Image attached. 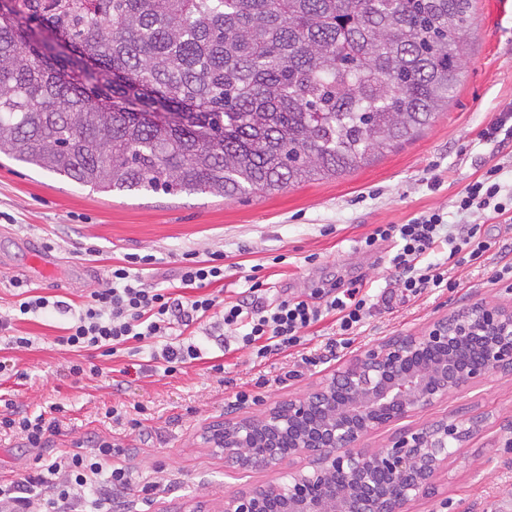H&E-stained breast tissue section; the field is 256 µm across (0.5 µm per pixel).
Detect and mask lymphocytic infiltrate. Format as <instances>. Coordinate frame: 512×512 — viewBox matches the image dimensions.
Returning a JSON list of instances; mask_svg holds the SVG:
<instances>
[{
    "instance_id": "obj_1",
    "label": "lymphocytic infiltrate",
    "mask_w": 512,
    "mask_h": 512,
    "mask_svg": "<svg viewBox=\"0 0 512 512\" xmlns=\"http://www.w3.org/2000/svg\"><path fill=\"white\" fill-rule=\"evenodd\" d=\"M501 186L490 175L469 183L459 196V210L493 208L499 216L512 214V196L501 198ZM392 241L397 251L390 260L391 271L403 297L426 291L455 289L459 280L449 276L442 263L428 262L427 256L441 245H448L450 256L465 255L470 262H481L492 250L471 224L458 225L456 233L445 230L444 216L429 212L406 224L377 225L364 239L365 247ZM151 256L129 254L122 263L108 271L105 287L90 292L79 306L50 301L31 294L21 279L11 286L23 296L20 314H36L47 309H62L70 320L57 344L79 356L95 352L111 357L128 343L150 340L161 342L151 360L164 374L173 375L199 360L201 349L195 343L174 338L177 326H191L210 321L212 329L239 328L234 342L263 360L271 355L300 351L309 330L324 320H331L337 335L355 336L369 311L372 297L365 283L316 291L314 299H288L267 302L259 296L258 284H250L233 302L210 294L213 286L224 283V254L215 251L206 257L188 251L181 257L182 267L177 285L158 288L146 283L138 268L150 264ZM18 313V314H19ZM60 405H52L50 414L33 415L11 410L0 413V433L20 437L32 448L43 447L59 427ZM111 441H75L72 448L61 451L47 471L17 479L0 478V512H67L73 502L86 503L90 512H112V493L130 489L133 473L124 464L114 462Z\"/></svg>"
}]
</instances>
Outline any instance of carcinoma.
Segmentation results:
<instances>
[{
    "label": "carcinoma",
    "instance_id": "1",
    "mask_svg": "<svg viewBox=\"0 0 512 512\" xmlns=\"http://www.w3.org/2000/svg\"><path fill=\"white\" fill-rule=\"evenodd\" d=\"M473 0H0V157L93 192L269 193L427 128Z\"/></svg>",
    "mask_w": 512,
    "mask_h": 512
}]
</instances>
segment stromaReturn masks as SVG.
Listing matches in <instances>:
<instances>
[{"instance_id": "stroma-1", "label": "stroma", "mask_w": 512, "mask_h": 512, "mask_svg": "<svg viewBox=\"0 0 512 512\" xmlns=\"http://www.w3.org/2000/svg\"><path fill=\"white\" fill-rule=\"evenodd\" d=\"M472 38L463 74L447 108L429 129L369 164L339 177L322 178L264 194L225 200L207 193L175 196L146 191L104 195L29 165L0 162V311L18 303L9 283L26 280L39 294L72 305L104 280L124 255L150 254L146 279L165 288L176 284L183 252L224 254V292L235 300L257 275L267 301L309 297L316 289L363 279L372 294L390 293L372 309L347 346L335 343L330 321L313 327L307 341L310 362L298 357L257 360L248 351L225 353L192 327L191 340L203 353L183 372L166 376L142 371L149 346L131 355L100 358L102 373L70 376L69 354L55 342L67 315L52 311L17 321L18 335L34 337L26 351L4 356L18 375L0 381V398L21 411L65 408L63 425L42 448L0 435V475L16 476L50 464L73 441L99 437L119 448L120 462L137 487L114 492L112 512H220L226 495L243 482L261 483L264 472L240 477L203 435L209 427L259 413L271 402L300 395L345 365L363 349L390 337L424 330L444 315L477 302L512 306V279L494 273L512 262V231L493 210L459 213L456 201L466 185L497 169L505 194H512V150L483 140L499 113L512 110V0H475ZM443 213L449 225H477L495 242L485 265L454 269L461 288L431 291L407 300L395 290L389 271L392 242L363 248L362 239L379 224H405L421 214ZM96 255H87L88 247ZM47 258L45 277L34 256ZM221 358L223 373L209 369ZM252 399L237 401L238 392ZM142 405V427L106 418L110 407ZM448 417L475 421L470 437L452 445L448 467L436 489L408 505V512H512V374H489L483 386L450 397L372 435L367 444H386L400 427L420 428Z\"/></svg>"}]
</instances>
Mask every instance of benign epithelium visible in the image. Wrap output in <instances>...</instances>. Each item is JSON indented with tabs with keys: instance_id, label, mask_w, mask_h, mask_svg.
I'll return each mask as SVG.
<instances>
[{
	"instance_id": "1",
	"label": "benign epithelium",
	"mask_w": 512,
	"mask_h": 512,
	"mask_svg": "<svg viewBox=\"0 0 512 512\" xmlns=\"http://www.w3.org/2000/svg\"><path fill=\"white\" fill-rule=\"evenodd\" d=\"M493 370L512 372V307L476 303L367 347L299 396L209 428L205 443L234 471L273 474L226 497L224 512H406L469 430L443 418L380 448L365 441ZM286 459L295 466L283 481Z\"/></svg>"
}]
</instances>
